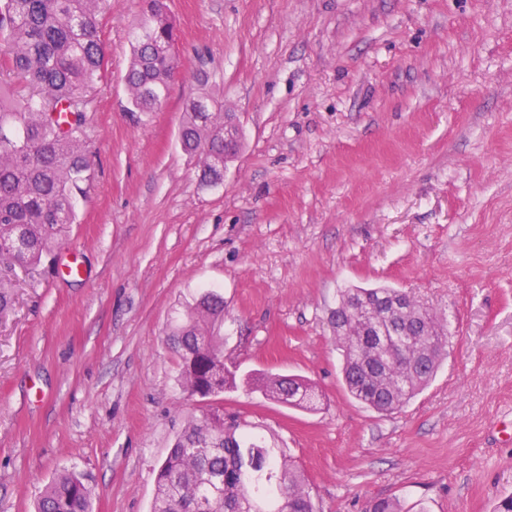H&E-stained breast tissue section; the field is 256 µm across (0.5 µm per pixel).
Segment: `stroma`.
<instances>
[{"instance_id":"stroma-1","label":"stroma","mask_w":512,"mask_h":512,"mask_svg":"<svg viewBox=\"0 0 512 512\" xmlns=\"http://www.w3.org/2000/svg\"><path fill=\"white\" fill-rule=\"evenodd\" d=\"M179 68L126 111L139 0L100 14L77 221L15 278L0 321V512L59 472L93 512H151L159 465L206 403L170 339L201 289L241 372L307 380L312 408L247 387L223 405L286 449L318 512L512 493V0H168ZM207 87L242 147L218 185L178 140ZM76 250L85 275L59 278ZM411 291L448 322L435 379L385 415L353 401L327 324L338 288Z\"/></svg>"}]
</instances>
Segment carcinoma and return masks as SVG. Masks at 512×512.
<instances>
[{
  "instance_id": "obj_1",
  "label": "carcinoma",
  "mask_w": 512,
  "mask_h": 512,
  "mask_svg": "<svg viewBox=\"0 0 512 512\" xmlns=\"http://www.w3.org/2000/svg\"><path fill=\"white\" fill-rule=\"evenodd\" d=\"M106 0H0V270L37 266L76 221L77 198L91 181L86 112L104 69L97 14ZM175 22L167 0H141L125 74L127 112L162 109L178 68ZM234 115L208 91L189 100L181 148L202 162V178H224V124ZM13 280L0 274V319L12 308ZM224 300L205 289L173 332L189 396L215 399L188 424L156 473L152 512H317L308 481L285 449L239 432L217 403L238 387L215 332ZM328 325L341 356L342 384L379 413L400 409L429 384L448 347V326L411 293L388 285L338 291ZM242 383L291 408L310 407L313 390L296 375L266 372ZM36 512H91V492L62 472ZM369 512H427L397 498Z\"/></svg>"
}]
</instances>
